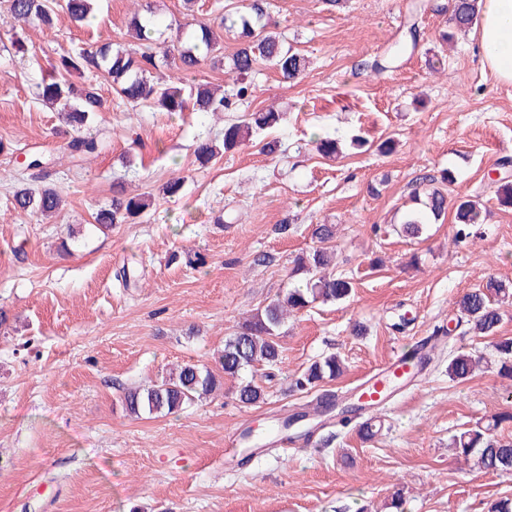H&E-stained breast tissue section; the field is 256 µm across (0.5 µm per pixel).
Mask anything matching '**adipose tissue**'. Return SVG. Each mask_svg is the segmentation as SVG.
<instances>
[{"label": "adipose tissue", "instance_id": "obj_1", "mask_svg": "<svg viewBox=\"0 0 512 512\" xmlns=\"http://www.w3.org/2000/svg\"><path fill=\"white\" fill-rule=\"evenodd\" d=\"M475 27L484 66L505 84H512V0H478Z\"/></svg>", "mask_w": 512, "mask_h": 512}]
</instances>
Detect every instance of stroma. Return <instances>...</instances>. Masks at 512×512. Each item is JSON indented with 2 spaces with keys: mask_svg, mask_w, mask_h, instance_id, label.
Instances as JSON below:
<instances>
[{
  "mask_svg": "<svg viewBox=\"0 0 512 512\" xmlns=\"http://www.w3.org/2000/svg\"><path fill=\"white\" fill-rule=\"evenodd\" d=\"M284 45L309 66L289 82L268 64L255 95L233 112L168 114L130 109L108 82L98 154L71 158L57 108L34 102L33 83L65 49L127 45L133 15L190 27L216 24L243 0H97L96 21L77 27L59 14L53 30L21 26L0 8V512H487L512 495V475L459 459L452 435L506 405L512 383L496 372L448 378L457 351L490 353L456 305L493 275L512 282V209L499 206L487 174L512 178V84L481 62L474 33L441 49L448 15L417 12L416 0H269ZM418 30L417 44L374 71ZM24 30L25 57L6 49ZM278 125L200 163L197 138L268 106ZM367 138L364 147L353 136ZM342 155L321 157L316 138ZM395 143L393 153L377 145ZM278 142L276 152L267 145ZM52 160L49 183L62 210L32 218L12 205L25 171L15 152ZM135 172H127L126 159ZM453 169L449 196L477 197L489 212L477 238L454 240L453 216L420 238L396 231L423 176ZM183 177L177 195L166 182ZM152 196L134 221L91 230V214L114 182ZM316 224L338 227L336 273L353 278L349 301L314 303L280 329L281 363L262 367V403L223 393L171 415L130 416L122 398L183 362L213 366L246 314L290 285L293 259L312 251ZM203 257L201 266L185 256ZM429 336L428 375L386 408L371 442L355 423L316 427L310 445L226 462L224 439L300 410L316 391L295 388L315 359L336 354L345 370L323 388L352 395L364 377L407 343Z\"/></svg>",
  "mask_w": 512,
  "mask_h": 512,
  "instance_id": "35a3bbf8",
  "label": "stroma"
}]
</instances>
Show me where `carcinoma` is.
Returning a JSON list of instances; mask_svg holds the SVG:
<instances>
[{"instance_id": "1", "label": "carcinoma", "mask_w": 512, "mask_h": 512, "mask_svg": "<svg viewBox=\"0 0 512 512\" xmlns=\"http://www.w3.org/2000/svg\"><path fill=\"white\" fill-rule=\"evenodd\" d=\"M95 0H63L61 5L72 22L84 26L95 19ZM5 10L17 21L35 23L44 28L54 25L56 3L53 0H3ZM477 20V0H453L449 17V31L441 34L446 42L456 32L470 30ZM219 28L237 30L239 47L232 56L231 70L236 74L233 87L218 91L206 85L188 88L182 84L161 83L151 78V71L158 68L152 50L155 36L161 26L154 20H141L134 16L130 22L134 46L112 49L108 45L88 46L65 51L53 66V73L36 85L33 98L62 108L61 118L67 127V150L71 157L82 158L97 152L101 140L93 129V121L103 109V98L97 88L89 84L74 86L70 78L105 74L112 79V87L125 103L132 107L151 104L164 112H231L239 102L253 96L252 73L262 62L269 63L283 79L294 81L308 67L305 55L283 46L281 33L272 20L267 0H248L243 12H226ZM218 45L216 29L201 24L191 32L189 40L182 43L172 63L184 72L197 69ZM277 112L256 111L241 122L224 126L223 142L205 139L198 143L195 153L202 163L215 159L222 151L238 146L254 128H270L279 123ZM49 163L40 159L28 162L31 183L18 187L12 196L14 208L30 216L47 218L55 214L62 201L63 192L57 186H35L39 176L33 170H43ZM150 206L148 200L126 193L123 183L114 184L111 204L99 208L93 221L98 230L109 229L138 218ZM454 210L455 238L463 242L478 234L486 209L472 196L460 197L448 204V194L443 189L426 183L424 190L411 199L399 219L400 232L407 237H419L427 224H436L445 217L448 208ZM314 235L321 246L298 256L289 278L295 284L278 298L246 317L224 340L216 366L209 368L194 363L181 365L177 371L160 382L144 389L125 393L126 411L135 417L141 413H174L185 405L200 401L220 390L224 378H236L258 366H273L281 362L282 346L279 330L284 320L321 301L348 300L353 292V282L343 276L326 272L329 251L326 244L336 237V225L318 224ZM512 299V288L505 282L490 277L482 286L463 294L457 301L458 311L470 328L479 336L492 338L496 352L497 375L512 380V337H499L497 332L503 320L501 306ZM482 357L470 352H457L448 357V377L452 381L469 380L478 368ZM343 373L341 359L330 354L315 360L295 379L299 390L315 388L320 382L334 380ZM238 400L245 405H256L264 400L263 388L251 380L236 388ZM506 422H512V405L461 430L451 438V445L465 458H473L479 469L499 475L512 474V440L496 434Z\"/></svg>"}]
</instances>
